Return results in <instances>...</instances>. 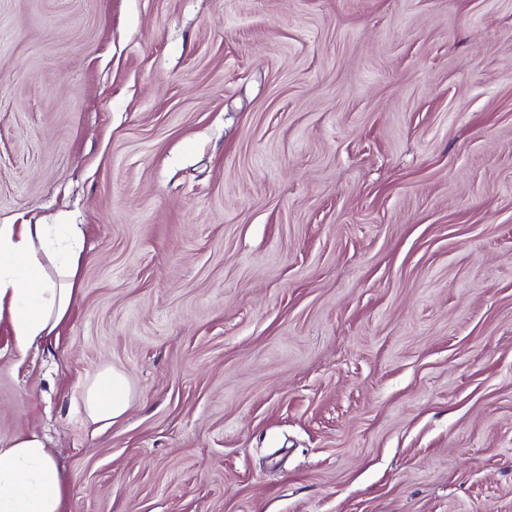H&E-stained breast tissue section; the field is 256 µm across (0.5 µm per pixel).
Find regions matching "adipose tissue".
I'll use <instances>...</instances> for the list:
<instances>
[{
  "label": "adipose tissue",
  "mask_w": 512,
  "mask_h": 512,
  "mask_svg": "<svg viewBox=\"0 0 512 512\" xmlns=\"http://www.w3.org/2000/svg\"><path fill=\"white\" fill-rule=\"evenodd\" d=\"M84 250L75 224H0V320L25 352L58 336L79 291ZM133 389L115 368L97 372L84 408L96 423H114L128 411ZM63 483L43 439L34 432L0 446V512H64Z\"/></svg>",
  "instance_id": "adipose-tissue-1"
}]
</instances>
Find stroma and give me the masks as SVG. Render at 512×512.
<instances>
[{"mask_svg": "<svg viewBox=\"0 0 512 512\" xmlns=\"http://www.w3.org/2000/svg\"><path fill=\"white\" fill-rule=\"evenodd\" d=\"M0 224L85 229L65 512H512V0H0ZM132 396L133 389L124 372L116 368L100 370L86 388L85 412L94 423H114L127 413Z\"/></svg>", "mask_w": 512, "mask_h": 512, "instance_id": "stroma-1", "label": "stroma"}]
</instances>
